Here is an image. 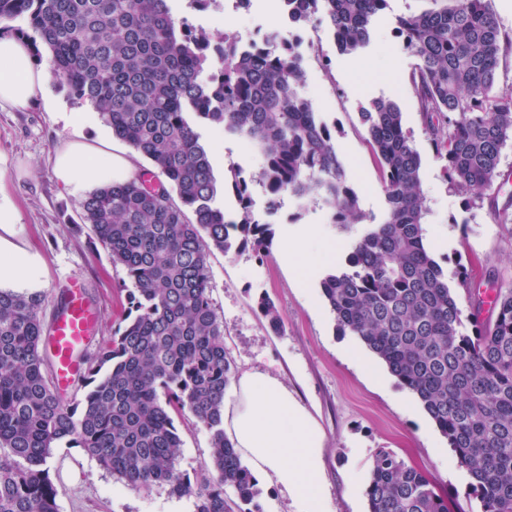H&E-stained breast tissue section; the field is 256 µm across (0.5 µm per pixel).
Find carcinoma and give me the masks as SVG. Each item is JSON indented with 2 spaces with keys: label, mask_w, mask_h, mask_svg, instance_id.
Masks as SVG:
<instances>
[{
  "label": "carcinoma",
  "mask_w": 512,
  "mask_h": 512,
  "mask_svg": "<svg viewBox=\"0 0 512 512\" xmlns=\"http://www.w3.org/2000/svg\"><path fill=\"white\" fill-rule=\"evenodd\" d=\"M171 0H0V21L49 54L60 85L91 104L112 136L151 161L157 185L138 173L81 202L82 218L131 288L112 336L84 351L81 399L69 401L43 351L39 294L0 289V512H58L47 469L61 443L83 449L136 492L165 485L193 496L195 512H262L249 468L224 433V395L233 367L224 323L210 302L209 249L251 244L267 253L269 224L253 220L249 181L229 170L224 184L241 211L216 204L208 150L188 119L248 139L263 155L257 179L272 208L283 194L319 197L343 229L367 216L347 181L333 132L302 92L292 49L243 51L176 21ZM296 20H325L340 51L370 41L386 0H293ZM399 21L416 59L411 79L419 112L447 164L450 188L483 206L512 146V93L498 91L500 56L512 48L489 0H450ZM378 157L388 216L355 243L349 269L321 289L342 333L357 336L423 404L472 479L480 512H512V285L491 302L470 287L467 332L458 294L423 237L420 157L402 112L378 99L360 112ZM192 217H187L186 212ZM258 309L277 332L273 302ZM188 414L210 435L209 463L178 470L182 440L174 416ZM236 501L224 499V487ZM368 512H451L429 477L381 451L367 486Z\"/></svg>",
  "instance_id": "1"
}]
</instances>
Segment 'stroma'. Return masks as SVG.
<instances>
[{"label":"stroma","mask_w":512,"mask_h":512,"mask_svg":"<svg viewBox=\"0 0 512 512\" xmlns=\"http://www.w3.org/2000/svg\"><path fill=\"white\" fill-rule=\"evenodd\" d=\"M229 4L230 0H214L202 11L194 0H174L173 10L177 19L213 36L245 38L243 14L229 11ZM434 7L433 0H386L370 42L357 56L339 52L331 32L322 31L319 40L304 47V93L335 134L347 180L361 208L377 224L385 220L387 204L378 159L359 114L378 98L396 102L421 159L425 240L449 286H456L462 271L477 288L486 287L493 270L512 282V223H500L491 205L466 207L464 195L449 188L443 176L446 160L434 150L418 110L411 82L415 60L403 48L398 21ZM66 112H84L89 119L68 127L62 120ZM197 130L210 151L216 179H223L236 162L247 174H258L261 158L240 152L234 136L203 123ZM110 132L99 112L70 98L56 82L36 104L0 112V158L8 162L5 182L20 213V239L40 256L46 279L40 316L52 324L56 291L69 277L80 278L98 306L92 336L96 347L120 322L129 281L124 268L113 264L82 226L80 202L54 180L50 159L61 137L92 140ZM273 229V253L211 251L210 299L224 324V345L235 374L261 371L280 378L325 430L320 481L327 512H368L366 489L382 450L422 470L436 490L454 499L464 512H478L470 480L447 438L385 363L359 337L339 330L322 294V279L344 267L365 225L342 230L329 223L318 198H310L300 211L285 195ZM290 239L314 267L311 278H296L277 259V251ZM262 296L278 309L283 320L280 332L271 331L259 312ZM176 425L183 441L178 466L191 475L208 463L210 437L191 417L177 418ZM48 467L59 512H194L192 497L170 495L166 487L147 493L128 490L79 448H55Z\"/></svg>","instance_id":"35a3bbf8"}]
</instances>
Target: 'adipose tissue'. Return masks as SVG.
Returning a JSON list of instances; mask_svg holds the SVG:
<instances>
[{
    "label": "adipose tissue",
    "instance_id": "1",
    "mask_svg": "<svg viewBox=\"0 0 512 512\" xmlns=\"http://www.w3.org/2000/svg\"><path fill=\"white\" fill-rule=\"evenodd\" d=\"M50 83L49 71L37 64L26 40L0 35V111L28 107L44 97ZM51 171L64 191L83 200L129 177L132 164L107 139L64 138L53 153ZM20 222L14 201L0 186V285L25 292L41 286L42 274L39 257L19 241ZM238 387V402L226 421L254 477L276 485L297 512H325L317 481L323 469L322 428L278 378L249 372L240 376Z\"/></svg>",
    "mask_w": 512,
    "mask_h": 512
}]
</instances>
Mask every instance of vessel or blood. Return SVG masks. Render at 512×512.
Wrapping results in <instances>:
<instances>
[{
  "instance_id": "1",
  "label": "vessel or blood",
  "mask_w": 512,
  "mask_h": 512,
  "mask_svg": "<svg viewBox=\"0 0 512 512\" xmlns=\"http://www.w3.org/2000/svg\"><path fill=\"white\" fill-rule=\"evenodd\" d=\"M70 304L67 311L58 316L51 327L54 376L61 388L73 385L79 374L75 353L88 343L91 329L97 318L92 304L86 299L81 283L69 279Z\"/></svg>"
}]
</instances>
